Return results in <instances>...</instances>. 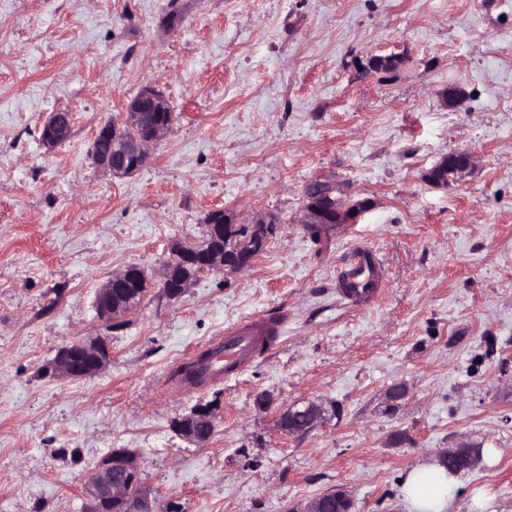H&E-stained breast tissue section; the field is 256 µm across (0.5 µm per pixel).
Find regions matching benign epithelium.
<instances>
[{"label": "benign epithelium", "mask_w": 512, "mask_h": 512, "mask_svg": "<svg viewBox=\"0 0 512 512\" xmlns=\"http://www.w3.org/2000/svg\"><path fill=\"white\" fill-rule=\"evenodd\" d=\"M163 101L165 98L160 91L146 86L134 98V105L128 108L122 125L107 123L100 127L92 144V154L101 168L114 176H125L147 162L149 147L161 141L172 124V115L164 111ZM71 125V113H51L41 129L42 142L48 147L63 142ZM361 213L359 208L345 209L339 203L321 208L311 202L303 209L302 223L326 227L347 224ZM194 263L204 271L229 272L224 252L198 245L176 248L169 266ZM146 279L145 270L137 265L112 273L96 292L94 305L98 317L103 321L117 320L133 311L140 303L139 288ZM111 358L109 344L105 338L97 336L63 345L54 357L53 367L55 375L61 378L87 380L101 373ZM186 418L199 423L202 431H184L181 436L196 444H205L215 431L216 417L211 406L198 405ZM460 457L466 469L476 466L477 453L467 445L446 448L439 453L441 460L455 461ZM83 494L85 512H152L138 457L127 448L114 449L100 461L86 478ZM341 500L336 490L313 498L294 512H331Z\"/></svg>", "instance_id": "1"}]
</instances>
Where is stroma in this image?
I'll use <instances>...</instances> for the list:
<instances>
[{
  "mask_svg": "<svg viewBox=\"0 0 512 512\" xmlns=\"http://www.w3.org/2000/svg\"><path fill=\"white\" fill-rule=\"evenodd\" d=\"M391 54L397 71L363 70ZM147 85L173 124L141 170L105 174L94 138ZM57 111L73 124L50 148ZM456 150L473 169L428 183ZM316 181L368 205L318 241L300 222ZM216 210L279 224L246 270L161 297L174 246ZM360 247L386 274L353 306L336 276ZM132 264L150 292L103 330L96 291ZM263 314L285 321L271 349L179 386L194 350ZM102 332L104 373L45 372ZM201 403L217 424L198 446L172 422ZM310 403L325 414L309 432L278 429ZM461 444L496 455L461 472L455 512L480 488L512 512V0H0V512H84L115 448L136 452L157 512H291L336 489L351 512H408V471ZM72 125L70 112L59 111L50 114L41 129L42 142L53 147L63 142L69 135Z\"/></svg>",
  "mask_w": 512,
  "mask_h": 512,
  "instance_id": "1",
  "label": "stroma"
}]
</instances>
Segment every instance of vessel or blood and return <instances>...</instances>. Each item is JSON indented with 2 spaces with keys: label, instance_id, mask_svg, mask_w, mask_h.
<instances>
[{
  "label": "vessel or blood",
  "instance_id": "1",
  "mask_svg": "<svg viewBox=\"0 0 512 512\" xmlns=\"http://www.w3.org/2000/svg\"><path fill=\"white\" fill-rule=\"evenodd\" d=\"M337 281L343 286L342 294L346 300L363 305L379 294L383 271L375 255L354 251L346 259ZM279 331L277 320L262 316L226 330L209 345L208 357L198 363L203 379L209 380L229 369L244 367L257 355L259 347L276 340Z\"/></svg>",
  "mask_w": 512,
  "mask_h": 512
}]
</instances>
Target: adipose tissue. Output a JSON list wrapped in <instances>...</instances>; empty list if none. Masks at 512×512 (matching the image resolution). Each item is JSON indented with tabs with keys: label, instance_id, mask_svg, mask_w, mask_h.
Returning <instances> with one entry per match:
<instances>
[{
	"label": "adipose tissue",
	"instance_id": "obj_1",
	"mask_svg": "<svg viewBox=\"0 0 512 512\" xmlns=\"http://www.w3.org/2000/svg\"><path fill=\"white\" fill-rule=\"evenodd\" d=\"M458 485V473L432 462L408 472L402 483V493L410 512H449Z\"/></svg>",
	"mask_w": 512,
	"mask_h": 512
}]
</instances>
